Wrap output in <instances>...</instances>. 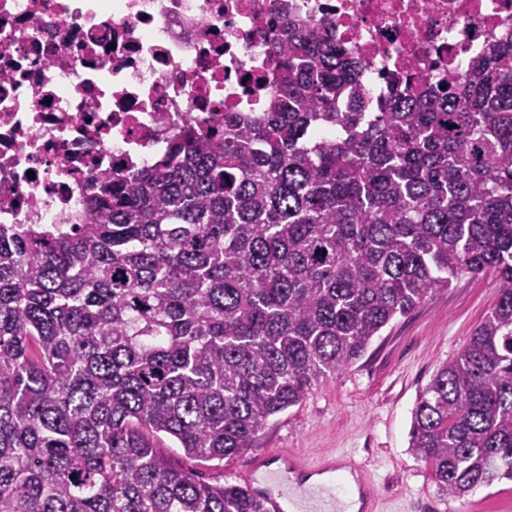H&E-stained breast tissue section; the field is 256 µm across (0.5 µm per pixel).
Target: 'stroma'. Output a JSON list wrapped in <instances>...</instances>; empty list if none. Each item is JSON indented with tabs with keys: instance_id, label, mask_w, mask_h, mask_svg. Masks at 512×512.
Instances as JSON below:
<instances>
[{
	"instance_id": "stroma-1",
	"label": "stroma",
	"mask_w": 512,
	"mask_h": 512,
	"mask_svg": "<svg viewBox=\"0 0 512 512\" xmlns=\"http://www.w3.org/2000/svg\"><path fill=\"white\" fill-rule=\"evenodd\" d=\"M496 298L493 276L459 277L410 316L395 319L350 369L324 380L301 405L271 418L255 450L224 460L226 481L245 484L255 455L293 449L316 459L350 452L374 478L382 512H512V481L463 500L438 492L408 450L411 411L439 365L454 359Z\"/></svg>"
}]
</instances>
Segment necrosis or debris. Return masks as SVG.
<instances>
[{
  "instance_id": "necrosis-or-debris-1",
  "label": "necrosis or debris",
  "mask_w": 512,
  "mask_h": 512,
  "mask_svg": "<svg viewBox=\"0 0 512 512\" xmlns=\"http://www.w3.org/2000/svg\"><path fill=\"white\" fill-rule=\"evenodd\" d=\"M363 68L364 109L512 41V0H287ZM275 0H0V224H80L94 186L150 168L186 130L265 111Z\"/></svg>"
}]
</instances>
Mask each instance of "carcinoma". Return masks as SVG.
<instances>
[{
  "instance_id": "carcinoma-1",
  "label": "carcinoma",
  "mask_w": 512,
  "mask_h": 512,
  "mask_svg": "<svg viewBox=\"0 0 512 512\" xmlns=\"http://www.w3.org/2000/svg\"><path fill=\"white\" fill-rule=\"evenodd\" d=\"M269 108L103 180L86 223L0 227V512H266L202 466L460 276L496 301L412 410L444 494L512 481V45L381 112L331 22L270 31Z\"/></svg>"
}]
</instances>
